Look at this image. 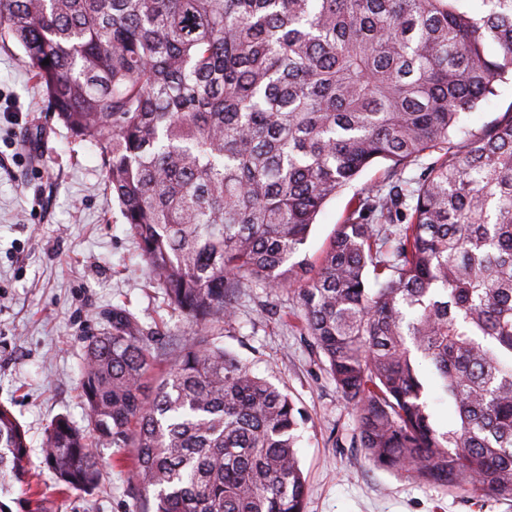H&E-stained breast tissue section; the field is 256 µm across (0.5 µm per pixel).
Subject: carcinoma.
Returning a JSON list of instances; mask_svg holds the SVG:
<instances>
[{
  "mask_svg": "<svg viewBox=\"0 0 512 512\" xmlns=\"http://www.w3.org/2000/svg\"><path fill=\"white\" fill-rule=\"evenodd\" d=\"M469 2L0 0V40L23 48L47 111L102 149L175 309L213 333L244 282L296 288L369 461L512 502V111L454 141L512 72V0ZM434 153L403 186L398 170ZM379 159L386 189L351 199L318 266L295 260ZM82 397L87 429L59 417L43 448L61 493L96 484L91 433L132 449L140 512H303L299 409L214 339L169 350L114 309L88 339ZM27 454L0 405L1 493L31 490Z\"/></svg>",
  "mask_w": 512,
  "mask_h": 512,
  "instance_id": "cac0c4a2",
  "label": "carcinoma"
}]
</instances>
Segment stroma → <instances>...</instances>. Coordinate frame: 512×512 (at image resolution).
Masks as SVG:
<instances>
[{"mask_svg":"<svg viewBox=\"0 0 512 512\" xmlns=\"http://www.w3.org/2000/svg\"><path fill=\"white\" fill-rule=\"evenodd\" d=\"M28 59L0 42V404L26 431L31 480L56 512H138L134 480L115 446H97L101 480L88 491L57 495L42 445L56 417L87 424L81 373L88 337L122 307L144 332L184 339L200 327L168 303L112 195L98 146L80 141L38 110ZM512 110V79L462 114L455 138L471 139ZM380 160L319 213L301 257L318 264L350 199L378 189ZM233 321L219 340L254 375L288 393L306 421L297 443L308 482L305 512H512V503L451 494L372 465L358 442L355 413L338 393L328 363L300 331L296 292L240 288Z\"/></svg>","mask_w":512,"mask_h":512,"instance_id":"35a3bbf8","label":"stroma"}]
</instances>
